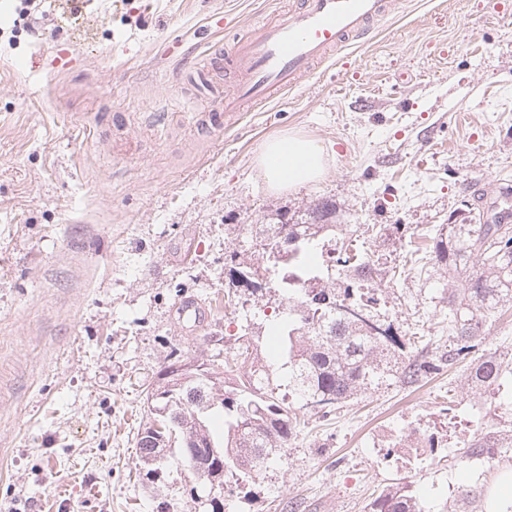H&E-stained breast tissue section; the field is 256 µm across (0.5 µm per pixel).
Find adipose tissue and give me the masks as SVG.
<instances>
[{"instance_id":"adipose-tissue-1","label":"adipose tissue","mask_w":512,"mask_h":512,"mask_svg":"<svg viewBox=\"0 0 512 512\" xmlns=\"http://www.w3.org/2000/svg\"><path fill=\"white\" fill-rule=\"evenodd\" d=\"M259 164L272 189L297 187L319 178L325 167L322 147L313 139L288 133L268 140Z\"/></svg>"}]
</instances>
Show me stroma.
Returning a JSON list of instances; mask_svg holds the SVG:
<instances>
[{
    "instance_id": "stroma-1",
    "label": "stroma",
    "mask_w": 512,
    "mask_h": 512,
    "mask_svg": "<svg viewBox=\"0 0 512 512\" xmlns=\"http://www.w3.org/2000/svg\"><path fill=\"white\" fill-rule=\"evenodd\" d=\"M295 0H0V512H205L183 471L147 475L146 391L174 357L209 356L286 313L228 295L225 253L279 208L335 199L342 224L425 234L459 210L512 207V0H396L372 40L305 82L215 112L228 39ZM288 131L317 140L316 182L271 192L257 164ZM236 227L235 235L224 232ZM400 268L381 302L413 355L448 341V305L405 240L371 237ZM196 299L201 329L178 322ZM470 359L311 420L267 470L227 479L224 512H363L413 481L426 512H484L494 466L462 441L512 436V410L464 383ZM435 448L406 460L412 429Z\"/></svg>"
}]
</instances>
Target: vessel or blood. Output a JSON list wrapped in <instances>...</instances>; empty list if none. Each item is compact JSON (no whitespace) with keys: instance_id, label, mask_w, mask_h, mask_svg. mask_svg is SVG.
<instances>
[{"instance_id":"vessel-or-blood-1","label":"vessel or blood","mask_w":512,"mask_h":512,"mask_svg":"<svg viewBox=\"0 0 512 512\" xmlns=\"http://www.w3.org/2000/svg\"><path fill=\"white\" fill-rule=\"evenodd\" d=\"M394 0H302L297 9L255 27L236 43L235 93L221 102L225 125L244 105L297 86L336 51L370 38Z\"/></svg>"}]
</instances>
